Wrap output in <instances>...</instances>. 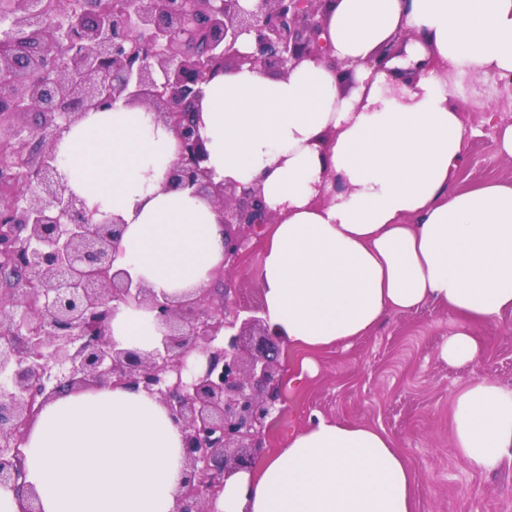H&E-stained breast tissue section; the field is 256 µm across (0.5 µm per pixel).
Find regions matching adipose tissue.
Here are the masks:
<instances>
[{
    "instance_id": "adipose-tissue-1",
    "label": "adipose tissue",
    "mask_w": 512,
    "mask_h": 512,
    "mask_svg": "<svg viewBox=\"0 0 512 512\" xmlns=\"http://www.w3.org/2000/svg\"><path fill=\"white\" fill-rule=\"evenodd\" d=\"M407 35L385 69L369 59ZM326 53L283 76L223 72L203 87L199 133L214 182L256 185L265 227L263 311L294 350L366 335L433 303L458 327L439 357L480 361L477 328L512 314V185L451 190L467 126L453 91L512 84V0H336ZM68 190L123 219L114 267L156 294L205 288L224 262L219 210L165 187L177 142L140 106L89 111L58 142ZM110 334L143 353L148 306H120ZM455 454L483 471L512 461V390L479 378L451 401ZM41 512H172L182 432L154 396L69 389L43 404L22 446ZM398 441L317 419L253 471L227 480L221 512H416Z\"/></svg>"
}]
</instances>
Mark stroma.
Here are the masks:
<instances>
[{
    "mask_svg": "<svg viewBox=\"0 0 512 512\" xmlns=\"http://www.w3.org/2000/svg\"><path fill=\"white\" fill-rule=\"evenodd\" d=\"M461 107L477 134L467 141L452 190L484 181L512 184V161L499 156L495 132L484 121L490 109L512 121V91L501 87L485 104L466 100ZM263 249L262 237L246 236L238 264L210 282L211 296L261 305ZM456 327L447 309L428 305L389 317L351 343L313 353L315 373L285 390L286 412L270 428L269 450L281 448L289 431L320 417L368 424L398 440L416 480L419 512H512V464L472 470L454 453L449 426L451 399L470 379L487 376L512 389V315L479 328L486 355L474 366L451 365L437 354Z\"/></svg>",
    "mask_w": 512,
    "mask_h": 512,
    "instance_id": "1",
    "label": "stroma"
}]
</instances>
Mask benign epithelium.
Listing matches in <instances>:
<instances>
[{
    "mask_svg": "<svg viewBox=\"0 0 512 512\" xmlns=\"http://www.w3.org/2000/svg\"><path fill=\"white\" fill-rule=\"evenodd\" d=\"M89 6L44 18L39 0H12L0 16V190L21 181L0 209V274L20 277L25 309L0 300V488L16 489L21 445L31 420L64 388L119 385L158 398L183 431L184 478L173 512H220L226 480L252 471L267 449L266 430L284 413L282 335L257 308L229 309L205 291L157 295L113 269L121 218L68 191L56 145L86 112L143 106L171 130L177 158L166 186L190 190L223 213L224 263H236L241 235L277 218L259 207L258 189L212 181L198 131L203 85L245 66L281 74L323 55L320 18L332 0H126L120 13ZM255 37L249 53L239 49ZM194 37L203 51L186 50ZM65 49L58 60L56 46ZM110 63L107 70L101 61ZM40 102L41 121L14 117ZM40 145L25 151L28 141ZM147 305L164 329L161 346L142 355L117 347L110 323L121 305ZM227 340L214 346L218 336Z\"/></svg>",
    "mask_w": 512,
    "mask_h": 512,
    "instance_id": "obj_1",
    "label": "benign epithelium"
}]
</instances>
